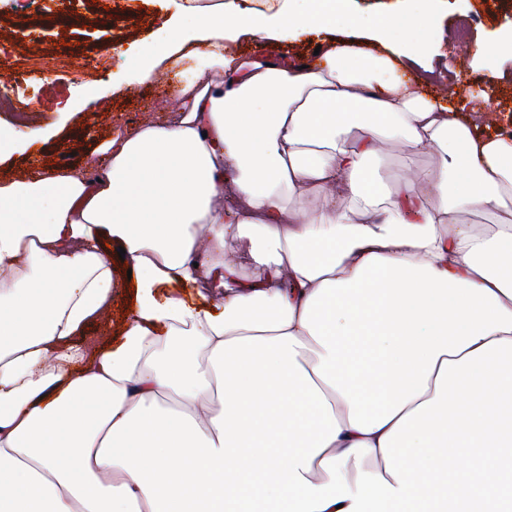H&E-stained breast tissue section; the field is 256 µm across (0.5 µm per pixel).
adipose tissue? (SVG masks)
Masks as SVG:
<instances>
[{"mask_svg":"<svg viewBox=\"0 0 512 512\" xmlns=\"http://www.w3.org/2000/svg\"><path fill=\"white\" fill-rule=\"evenodd\" d=\"M410 2L188 7L138 66L205 59L171 120L107 140L97 172L0 181V512H512V139L410 75L431 26ZM304 35L307 66L235 48ZM393 137L439 165L383 188L366 163ZM107 237L135 301L89 356ZM204 274L222 301L188 295ZM226 249L235 253L241 268V273L248 279L260 276V271L253 265L250 257L251 244L246 238H227Z\"/></svg>","mask_w":512,"mask_h":512,"instance_id":"adipose-tissue-1","label":"adipose tissue"}]
</instances>
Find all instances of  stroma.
Instances as JSON below:
<instances>
[{"mask_svg":"<svg viewBox=\"0 0 512 512\" xmlns=\"http://www.w3.org/2000/svg\"><path fill=\"white\" fill-rule=\"evenodd\" d=\"M186 2L40 0L41 11L33 15L15 0H0V62L18 76L17 110L45 131L29 148L0 157V180L24 177L36 166L88 165L110 135L168 121L179 105L176 86L204 70L203 59L165 61L146 83L138 80L136 61L142 50L158 45L163 17L179 14ZM434 19L448 70L429 91L440 96L454 91L472 100L478 131L491 128L512 137V49L482 54L512 33V8L498 0H439ZM92 55L101 61L95 70L86 66ZM39 61L49 62V69L32 74ZM439 161L433 153H412L400 140L368 166L391 184L405 170ZM114 267L118 286L111 306L74 336V343L94 347L117 341L135 283L122 262Z\"/></svg>","mask_w":512,"mask_h":512,"instance_id":"35a3bbf8","label":"stroma"}]
</instances>
